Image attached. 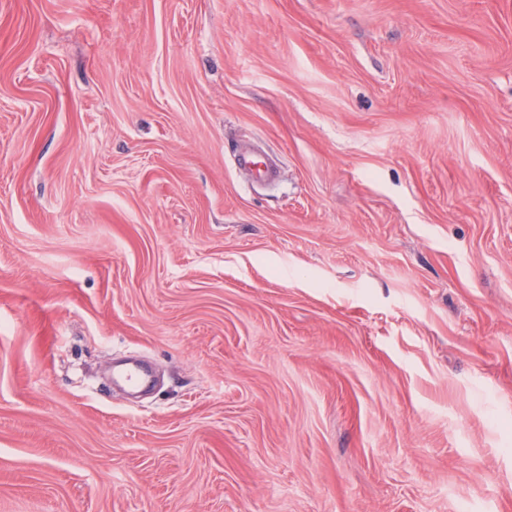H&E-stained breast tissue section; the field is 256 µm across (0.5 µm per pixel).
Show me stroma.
Returning a JSON list of instances; mask_svg holds the SVG:
<instances>
[{"mask_svg": "<svg viewBox=\"0 0 512 512\" xmlns=\"http://www.w3.org/2000/svg\"><path fill=\"white\" fill-rule=\"evenodd\" d=\"M464 507L512 512V0H0V512ZM238 163L241 169L251 174L253 181L268 180L274 174L271 165L257 159V154L249 143H244L239 147Z\"/></svg>", "mask_w": 512, "mask_h": 512, "instance_id": "1", "label": "stroma"}]
</instances>
